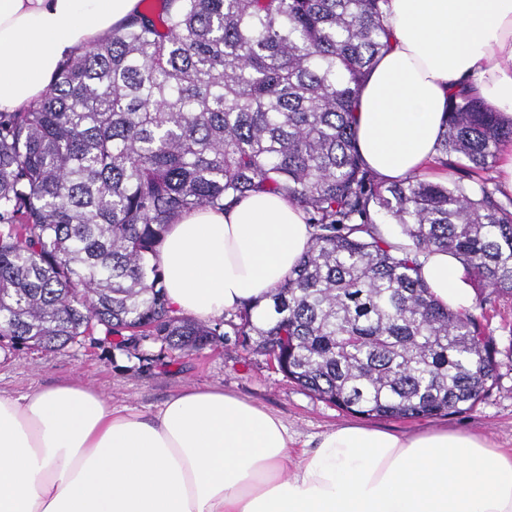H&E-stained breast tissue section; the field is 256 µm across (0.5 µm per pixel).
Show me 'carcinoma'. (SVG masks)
Instances as JSON below:
<instances>
[{
	"instance_id": "1",
	"label": "carcinoma",
	"mask_w": 512,
	"mask_h": 512,
	"mask_svg": "<svg viewBox=\"0 0 512 512\" xmlns=\"http://www.w3.org/2000/svg\"><path fill=\"white\" fill-rule=\"evenodd\" d=\"M387 2L140 0L66 58L39 101L0 112V342L56 351L101 328L120 349L188 355L233 335L368 418L486 397L496 339L433 299L420 257L451 255L482 304L512 296V201L483 176L512 123L458 94L437 157L447 180L386 183L365 167L354 112L387 48ZM253 191L303 209L304 259L255 315L170 314L153 262L168 226ZM386 220L411 244H390Z\"/></svg>"
}]
</instances>
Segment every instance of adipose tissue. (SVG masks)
<instances>
[{
  "mask_svg": "<svg viewBox=\"0 0 512 512\" xmlns=\"http://www.w3.org/2000/svg\"><path fill=\"white\" fill-rule=\"evenodd\" d=\"M139 0H0V112L38 100L59 63L111 34ZM388 47L359 95L357 146L380 179H436L455 92L512 122V0H389ZM304 212L257 191L170 225L157 263L173 314L201 321L264 302L309 249ZM420 273L468 295L444 252ZM0 512H512V450L465 430L399 436L357 424L299 448L287 423L216 386L150 414L71 384L0 391Z\"/></svg>",
  "mask_w": 512,
  "mask_h": 512,
  "instance_id": "ef3b65f1",
  "label": "adipose tissue"
}]
</instances>
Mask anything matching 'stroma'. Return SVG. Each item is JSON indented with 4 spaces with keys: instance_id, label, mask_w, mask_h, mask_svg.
<instances>
[{
    "instance_id": "stroma-1",
    "label": "stroma",
    "mask_w": 512,
    "mask_h": 512,
    "mask_svg": "<svg viewBox=\"0 0 512 512\" xmlns=\"http://www.w3.org/2000/svg\"><path fill=\"white\" fill-rule=\"evenodd\" d=\"M471 311L486 318L497 340L498 380L491 392L458 414L374 417L371 425L397 433L448 425L482 432L512 448V297L498 298L484 308L472 305ZM158 352V345L149 342L135 351L119 350L97 335L55 353L0 344V389L24 393L76 381L102 393L113 405L148 414L183 388L215 385L278 412L303 441L317 440L321 433L353 419L272 369L267 357L246 353L234 342L163 359Z\"/></svg>"
}]
</instances>
